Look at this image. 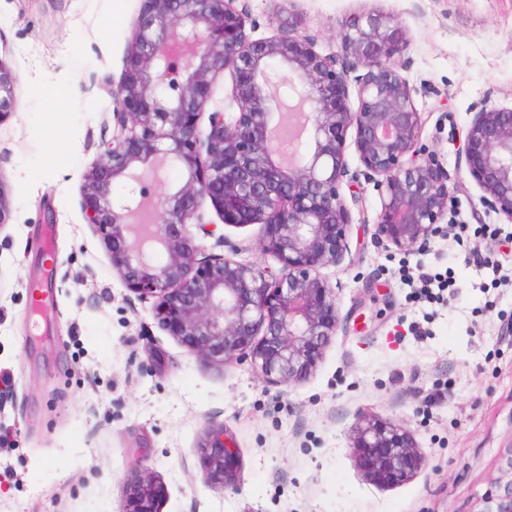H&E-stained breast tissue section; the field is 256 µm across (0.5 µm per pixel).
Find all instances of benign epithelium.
Returning <instances> with one entry per match:
<instances>
[{"mask_svg": "<svg viewBox=\"0 0 512 512\" xmlns=\"http://www.w3.org/2000/svg\"><path fill=\"white\" fill-rule=\"evenodd\" d=\"M276 21L273 36L255 38L242 0H143L110 91L112 137L83 175L81 210L125 288L155 299L163 330L203 359L226 366L248 358L267 382L287 386L307 378L338 329L336 291L321 269L350 251L348 132L377 191L375 235L398 250L445 235L454 189L438 156L419 146L424 118L417 88L399 72L406 36L398 19L356 13L341 21L339 50L327 54L296 16ZM283 67L285 93L305 101L310 144L286 165L268 91ZM225 71L238 112H210L204 131L200 117ZM15 84L0 61V122L15 110ZM458 151L484 200L512 221V106L481 107ZM165 163L185 174L175 190L160 175ZM116 181L127 184L125 196H112ZM207 202L226 226L263 225L259 247L278 269L237 261L203 221ZM353 439L376 485L417 469V447L399 426L362 420ZM197 452L212 482H231L236 452L224 427L211 428ZM507 472L481 512H512V458ZM161 495L143 470L128 484L127 512H158Z\"/></svg>", "mask_w": 512, "mask_h": 512, "instance_id": "7a95c632", "label": "benign epithelium"}]
</instances>
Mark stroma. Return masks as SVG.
Masks as SVG:
<instances>
[{
  "mask_svg": "<svg viewBox=\"0 0 512 512\" xmlns=\"http://www.w3.org/2000/svg\"><path fill=\"white\" fill-rule=\"evenodd\" d=\"M255 37L299 12L318 51L360 11L406 30L401 75L423 87L420 143L457 185L446 237L400 251L377 239L378 196L349 200L350 250L322 274L338 330L312 373L265 383L249 362L207 363L122 285L80 207L112 136L141 0H0V61L17 76L0 123V512H125L134 466L163 484L160 512H482L512 455V221L481 202L457 148L480 105L512 106V0H247ZM237 259L276 260L263 227L223 229ZM52 237L53 259L37 249ZM449 280L430 300L408 281ZM49 292L31 315L33 289ZM403 427L421 453L390 486L355 462L351 430ZM223 426L234 483L210 484L196 448Z\"/></svg>",
  "mask_w": 512,
  "mask_h": 512,
  "instance_id": "35a3bbf8",
  "label": "stroma"
}]
</instances>
